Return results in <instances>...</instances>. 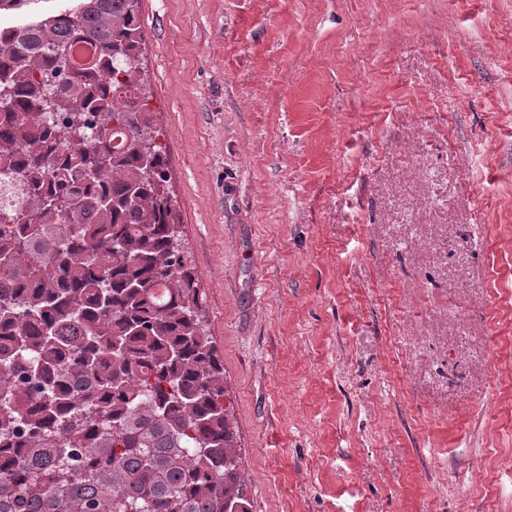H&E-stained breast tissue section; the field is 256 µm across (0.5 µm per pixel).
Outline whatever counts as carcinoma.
Listing matches in <instances>:
<instances>
[{"mask_svg":"<svg viewBox=\"0 0 512 512\" xmlns=\"http://www.w3.org/2000/svg\"><path fill=\"white\" fill-rule=\"evenodd\" d=\"M142 41L139 0L0 29V512H250Z\"/></svg>","mask_w":512,"mask_h":512,"instance_id":"obj_1","label":"carcinoma"}]
</instances>
